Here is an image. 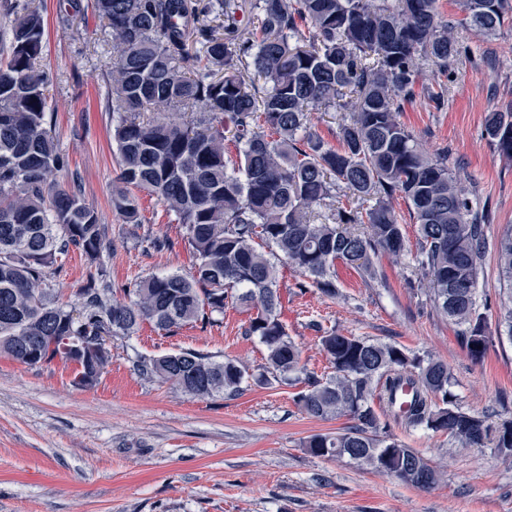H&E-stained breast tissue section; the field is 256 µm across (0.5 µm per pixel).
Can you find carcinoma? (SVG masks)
I'll return each mask as SVG.
<instances>
[{
    "label": "carcinoma",
    "instance_id": "carcinoma-1",
    "mask_svg": "<svg viewBox=\"0 0 512 512\" xmlns=\"http://www.w3.org/2000/svg\"><path fill=\"white\" fill-rule=\"evenodd\" d=\"M459 5L461 19L445 17L439 0H255L257 26L245 31L238 0H92L113 47L105 80L124 188L112 206L139 224L133 191L156 197L181 225L193 267L147 276L124 301L100 271L75 309L50 288L48 269L71 248L99 263L107 228L79 190L49 180L68 159L45 95L44 18L29 3L0 0V14L13 17L0 33V353L30 368L71 364L76 336L124 338L144 323L175 332L214 326L230 306L254 309L246 334L264 346L263 363L180 350L140 358L135 369L197 397H235L252 381L303 383L296 403L306 414L353 420L310 436L311 454L346 457L416 488L439 472L381 433L378 402L408 428L512 458V419L463 411L447 363L319 327L331 372L318 376L281 320L282 270L304 278L300 289L333 298L336 262L374 278V257L405 255L400 197L418 224L414 257L429 300L460 327L470 355L481 359L491 343L477 294L491 250L508 291L498 325L512 339V227L490 240L483 209L446 156L423 151L398 119L420 93L445 106L448 65L467 52L457 26L491 36L512 18V0ZM319 108L342 114L340 147L312 130L309 112ZM485 134L512 158V111L487 113ZM404 384L412 400L401 411Z\"/></svg>",
    "mask_w": 512,
    "mask_h": 512
}]
</instances>
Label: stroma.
<instances>
[{"instance_id": "obj_1", "label": "stroma", "mask_w": 512, "mask_h": 512, "mask_svg": "<svg viewBox=\"0 0 512 512\" xmlns=\"http://www.w3.org/2000/svg\"><path fill=\"white\" fill-rule=\"evenodd\" d=\"M47 26L44 69L54 82L46 96L54 134L85 202L108 227L110 246L94 265L76 251L57 256L50 286L77 304L86 281L106 269L121 300L135 281L188 272L191 256L181 228L156 198L139 193L141 223L127 224L112 207L119 168L112 155V117L106 110L103 69L112 55L104 25L85 12L65 24L67 0H34ZM471 52L452 68L443 109L424 97L406 104L399 119L432 154L443 153L464 185L477 191L488 233L512 225V159L484 132L490 112L512 110V22L493 36L462 28ZM167 236L172 250L149 240ZM381 280L339 268L336 297L299 290L286 272L282 319L308 370L328 362L316 320L344 334L395 342L448 364L451 391L469 413L512 418V342L489 322L493 344L472 360L456 325L429 303L412 254L379 255ZM249 311L227 309L221 326L184 327L168 336L151 327L112 340V362L90 390L74 386L72 366L29 368L0 357V512H512V460L494 449L462 451L447 435L380 419L391 436L415 449L441 474L428 489L347 459L317 457L305 446L317 433L350 426L342 417H310L295 403L296 387L251 385L233 398H201L138 375L139 357L180 349L224 355L255 366L264 348L245 334Z\"/></svg>"}]
</instances>
